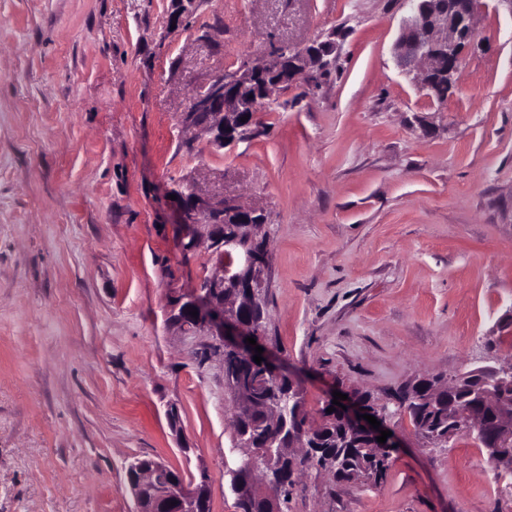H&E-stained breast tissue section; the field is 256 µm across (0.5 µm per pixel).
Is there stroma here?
<instances>
[{
  "mask_svg": "<svg viewBox=\"0 0 512 512\" xmlns=\"http://www.w3.org/2000/svg\"><path fill=\"white\" fill-rule=\"evenodd\" d=\"M402 0H0V512H134L127 465L208 474L235 512L224 361L173 299L210 273L178 252L184 181L264 209L263 343L311 420L328 394L385 402L426 374L512 362V15L483 0L444 102L393 60ZM331 39L319 89L190 157L193 90L269 39ZM376 485L309 469L285 512H512L462 433L408 416Z\"/></svg>",
  "mask_w": 512,
  "mask_h": 512,
  "instance_id": "1",
  "label": "stroma"
}]
</instances>
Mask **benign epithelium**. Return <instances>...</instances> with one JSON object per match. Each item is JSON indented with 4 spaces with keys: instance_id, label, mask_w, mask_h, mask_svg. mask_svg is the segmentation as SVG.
Listing matches in <instances>:
<instances>
[{
    "instance_id": "1",
    "label": "benign epithelium",
    "mask_w": 512,
    "mask_h": 512,
    "mask_svg": "<svg viewBox=\"0 0 512 512\" xmlns=\"http://www.w3.org/2000/svg\"><path fill=\"white\" fill-rule=\"evenodd\" d=\"M480 5L481 0H403L405 15L393 48L396 67L413 76V81L423 91L432 90L435 80L444 81L448 89H453L464 51L478 37L475 18ZM330 53L327 43L310 39L290 44L283 52H270L257 65L243 66L214 79L189 99L181 120L185 142L194 145L197 130L205 134L210 147L222 148L235 143L247 126L241 121L242 117L249 115L250 122H255L258 102L273 98L302 76L308 78L323 70ZM173 194L178 202L181 254L192 255L208 241L210 246L234 254L235 263L219 266L207 276L208 283L199 284L191 294L179 298L171 309L170 319L184 333L214 337L223 354L243 356L252 365L254 346L245 339L254 337L259 344L262 332L246 317L240 302L263 298L268 260L249 251L246 240L256 235L265 222L251 221L259 210L245 208L230 199L205 195L191 185L185 190L178 187ZM226 284L236 285L228 297L224 296ZM194 310L197 311L195 317L191 315ZM263 358L253 382L246 384L234 376L227 377L225 382L237 408L251 411L264 408L266 419L278 429V434L262 448L253 447L251 441L242 437L237 438L236 447L244 449L242 460L251 461L261 454L266 466L253 467L251 476L245 480L240 477L238 466L228 469L226 475L230 476L233 492L238 497L265 499L272 504V512H278L283 475L274 464L280 459L298 457L313 462L315 451L305 445L303 438L288 431L286 416L264 396L270 380L288 384V400L294 403L296 418L300 420L305 410L297 381L268 355ZM475 375L479 378V403L488 407L493 415L494 434L486 440L487 450L499 472L512 473V452L500 447L499 440L512 431V364L480 368ZM341 404L346 406L340 410L341 417L355 427H364L372 437L390 429L386 414L367 409L357 399L343 400ZM364 414L376 417L380 428H371L362 418ZM464 425L480 428L470 408L448 410V437H453ZM161 469L163 465L159 462L150 466L134 462L127 467L135 512H204L210 504L208 475L201 473L198 481H188L181 476L174 484L161 485L157 479Z\"/></svg>"
}]
</instances>
